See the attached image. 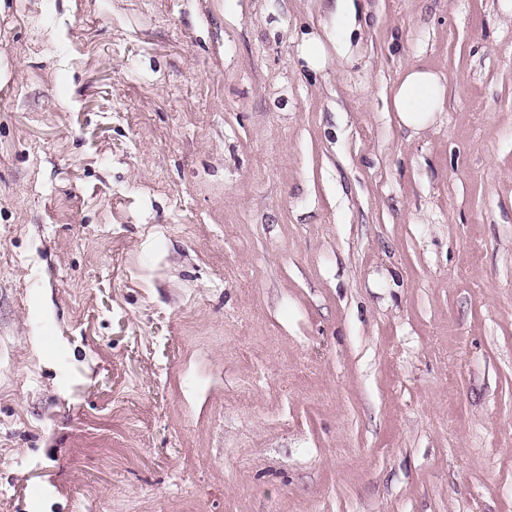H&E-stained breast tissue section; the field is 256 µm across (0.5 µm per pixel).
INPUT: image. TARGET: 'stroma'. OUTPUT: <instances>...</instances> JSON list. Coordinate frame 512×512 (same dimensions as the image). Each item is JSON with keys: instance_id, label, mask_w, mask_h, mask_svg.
Listing matches in <instances>:
<instances>
[{"instance_id": "obj_1", "label": "stroma", "mask_w": 512, "mask_h": 512, "mask_svg": "<svg viewBox=\"0 0 512 512\" xmlns=\"http://www.w3.org/2000/svg\"><path fill=\"white\" fill-rule=\"evenodd\" d=\"M355 4L0 0V512H512V0ZM354 0H336V55L343 58L348 48L345 40L349 37L352 27L356 24L353 9ZM303 59L309 69L320 70L326 59V50L323 42L317 36H311L304 41ZM446 95V78L441 73L408 67L396 87L392 106L400 123L412 133L428 129L442 112Z\"/></svg>"}]
</instances>
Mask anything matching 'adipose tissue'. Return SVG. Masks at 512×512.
I'll use <instances>...</instances> for the list:
<instances>
[{"label": "adipose tissue", "mask_w": 512, "mask_h": 512, "mask_svg": "<svg viewBox=\"0 0 512 512\" xmlns=\"http://www.w3.org/2000/svg\"><path fill=\"white\" fill-rule=\"evenodd\" d=\"M446 78L441 73L421 68L408 67L393 97L392 106L400 123L408 130L418 133L428 129L444 106Z\"/></svg>", "instance_id": "obj_1"}]
</instances>
